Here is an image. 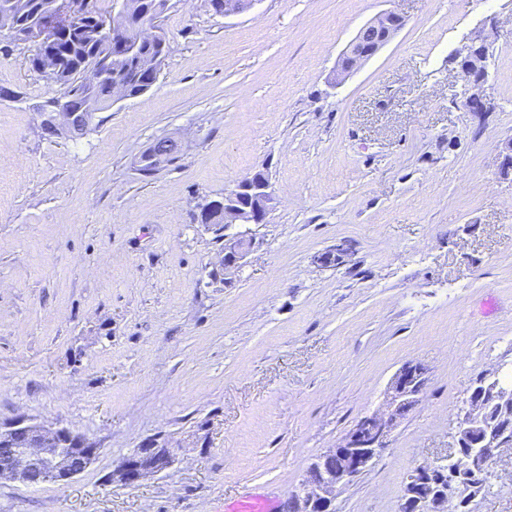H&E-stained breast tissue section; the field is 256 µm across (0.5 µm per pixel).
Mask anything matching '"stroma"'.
Listing matches in <instances>:
<instances>
[{
    "mask_svg": "<svg viewBox=\"0 0 512 512\" xmlns=\"http://www.w3.org/2000/svg\"><path fill=\"white\" fill-rule=\"evenodd\" d=\"M406 25L341 84L378 13ZM169 53L146 94L82 138H47L58 92L0 30V420L60 424L99 447L72 480L0 481V512H216L243 486L280 502L402 363L423 400L335 512H400L407 473L446 456L473 382L512 373V0H256L235 16L170 0ZM489 35L484 95L449 59ZM180 145L152 176L140 158ZM267 170L277 205L230 281L193 214ZM348 243L343 264L318 257ZM165 471L113 480L150 440ZM474 512H512V452ZM460 74L464 81L462 87L464 88L465 104L470 111L492 112L494 104L483 95L484 80L465 77L461 71Z\"/></svg>",
    "mask_w": 512,
    "mask_h": 512,
    "instance_id": "stroma-1",
    "label": "stroma"
}]
</instances>
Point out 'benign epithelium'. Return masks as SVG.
Segmentation results:
<instances>
[{"label":"benign epithelium","mask_w":512,"mask_h":512,"mask_svg":"<svg viewBox=\"0 0 512 512\" xmlns=\"http://www.w3.org/2000/svg\"><path fill=\"white\" fill-rule=\"evenodd\" d=\"M116 12L102 19V28L118 40L122 36L119 26L125 15L119 11L121 2L113 3ZM407 17L399 10H386L377 14L361 28V32L376 35L371 48L360 45V36L348 44L342 52L336 69V82L350 76L364 61L370 59L388 44L405 25ZM487 46L486 36L479 33L466 38L456 52V58L472 57L482 60ZM484 80L463 78L465 104L472 112H490L494 104L483 95ZM50 120L65 131L71 130V113L66 109V97H54ZM224 202V228L233 224L265 223L274 203V192L266 174L255 173L237 182L220 197ZM256 240L251 231L229 236L224 235V256L219 267L224 274L238 269ZM429 377L424 365L405 362L395 373L388 391L385 409L362 417L336 447L320 455L328 465L319 476H306L291 495L286 512H311V507L331 505L336 492L357 476L369 470L385 451L388 439L395 427L422 401ZM23 434L28 439L26 448L0 447V479L6 478L28 484V476L35 470L49 474L55 483L66 482L81 474L99 454V448L66 427H47L21 416L14 421L0 423V444L6 439ZM472 438L471 447L481 449L480 456L466 465L472 476L484 477L490 464L500 453L512 451V431L500 424L484 421V408L480 399L467 397L457 418L455 439ZM172 463L165 448H138L125 460L118 471L119 481L134 484L142 479L166 470ZM442 465L438 460L429 465H419L406 479L402 512H420L414 490L421 484L428 469ZM437 512H459V494H441L436 498Z\"/></svg>","instance_id":"benign-epithelium-1"}]
</instances>
